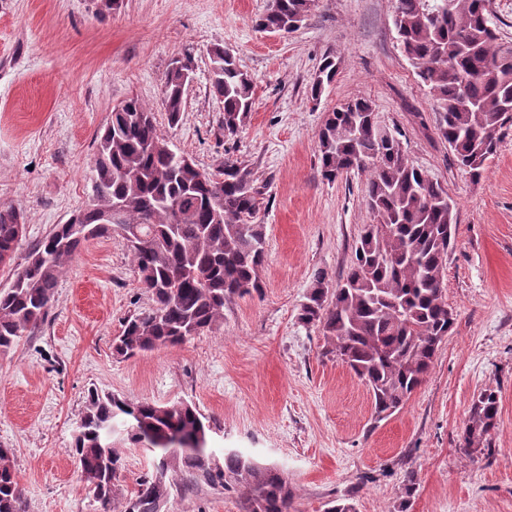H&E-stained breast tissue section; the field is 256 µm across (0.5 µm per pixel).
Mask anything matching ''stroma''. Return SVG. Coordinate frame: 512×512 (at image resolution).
<instances>
[{
	"label": "stroma",
	"instance_id": "35a3bbf8",
	"mask_svg": "<svg viewBox=\"0 0 512 512\" xmlns=\"http://www.w3.org/2000/svg\"><path fill=\"white\" fill-rule=\"evenodd\" d=\"M271 4L123 0L103 15L97 0H0V205L26 216L15 262L88 203L96 137L133 96L153 109L172 149L201 169L238 159L265 187L254 217L266 234L262 289L225 304L214 329L113 355L124 321L152 301L124 240L112 235L84 243L47 320L0 354V448L13 451L27 512H90L69 448L92 389L194 404L215 450L285 472L297 512H325L337 499L354 512H512V126L472 178L436 134V102L400 48L394 0H317L285 37L256 25ZM217 45L253 82L252 111L232 140L209 93ZM330 53L336 79L315 103L310 84ZM187 55L192 80L172 127L165 75ZM360 97L458 211L444 290L454 328L404 407L379 422L367 386L324 356L318 329L298 321L314 274L344 276L373 220L368 173L327 181L317 152L327 113ZM488 390L499 411L487 452L464 447L462 431ZM172 510L243 512L239 495L206 486L174 493Z\"/></svg>",
	"mask_w": 512,
	"mask_h": 512
}]
</instances>
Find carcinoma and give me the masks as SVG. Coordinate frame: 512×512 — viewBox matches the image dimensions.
I'll list each match as a JSON object with an SVG mask.
<instances>
[{"label": "carcinoma", "mask_w": 512, "mask_h": 512, "mask_svg": "<svg viewBox=\"0 0 512 512\" xmlns=\"http://www.w3.org/2000/svg\"><path fill=\"white\" fill-rule=\"evenodd\" d=\"M312 0H275L257 27L288 34ZM490 0H394L401 49L442 112L435 129L458 166L481 176L512 124V43L492 26ZM211 93L223 103L220 124L237 136L253 107L250 76L234 57L210 52ZM324 57L310 97L321 98L337 72ZM190 59L172 62L163 107L179 123ZM373 104L358 98L326 116L317 144L322 177L351 170L370 173L364 226L345 276L329 287L318 272L299 320L323 335L327 353L346 363L371 389L377 418L392 415L423 381L454 318L444 299L448 252L458 212L448 189L388 145L377 131ZM265 186L248 166L227 162L207 173L173 150L155 115L132 97L112 111L98 137L92 199L57 224L13 265L25 232L20 208L0 205V265H13L10 287L0 289V351L11 349L47 318L65 264L87 241L116 234L133 256L153 306L128 318L114 351L134 356L176 346L224 320V305L261 288L263 225L251 223ZM120 207L119 222L110 220ZM499 405L485 391L471 407L464 447H491ZM206 425L186 401L128 402L96 390L75 429L76 456L92 512H159V498L202 485L238 492L244 512H294V489L283 472L234 450L213 455L198 437ZM128 446L153 455L152 470L129 495L117 484ZM0 512H27L24 489L10 461L0 462Z\"/></svg>", "instance_id": "1"}]
</instances>
